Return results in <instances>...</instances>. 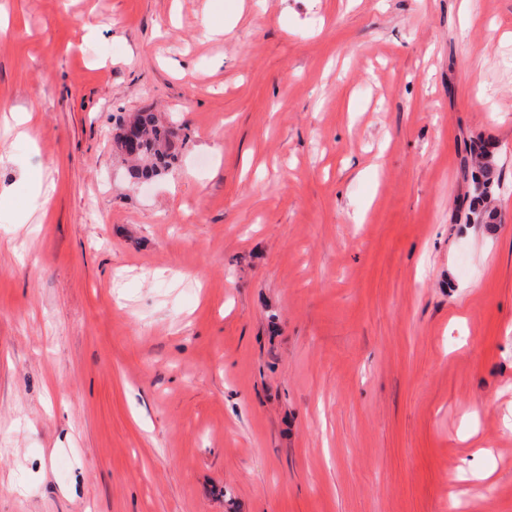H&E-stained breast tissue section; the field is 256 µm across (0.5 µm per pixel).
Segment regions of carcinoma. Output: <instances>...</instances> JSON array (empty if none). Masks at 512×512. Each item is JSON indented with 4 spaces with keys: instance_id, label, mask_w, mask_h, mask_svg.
Instances as JSON below:
<instances>
[{
    "instance_id": "obj_1",
    "label": "carcinoma",
    "mask_w": 512,
    "mask_h": 512,
    "mask_svg": "<svg viewBox=\"0 0 512 512\" xmlns=\"http://www.w3.org/2000/svg\"><path fill=\"white\" fill-rule=\"evenodd\" d=\"M128 125L137 129V149L130 157L132 167L129 169V177L136 182L153 179L175 160L172 146L178 138L177 129L158 123L150 113L141 112L118 126L115 141L120 148L123 147L122 133ZM488 169L489 165L484 164L472 174L474 192L479 201L487 199L491 194Z\"/></svg>"
}]
</instances>
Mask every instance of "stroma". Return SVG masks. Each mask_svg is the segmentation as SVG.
I'll list each match as a JSON object with an SVG mask.
<instances>
[{
  "label": "stroma",
  "instance_id": "1",
  "mask_svg": "<svg viewBox=\"0 0 512 512\" xmlns=\"http://www.w3.org/2000/svg\"><path fill=\"white\" fill-rule=\"evenodd\" d=\"M0 17V512H512V0ZM127 125L137 129V149L128 158L133 163L129 177L135 182L146 181L160 175L175 160L171 152L174 140L178 138L177 129L159 124L151 113L141 112L131 120L122 122L115 134V141L122 152V133Z\"/></svg>",
  "mask_w": 512,
  "mask_h": 512
}]
</instances>
